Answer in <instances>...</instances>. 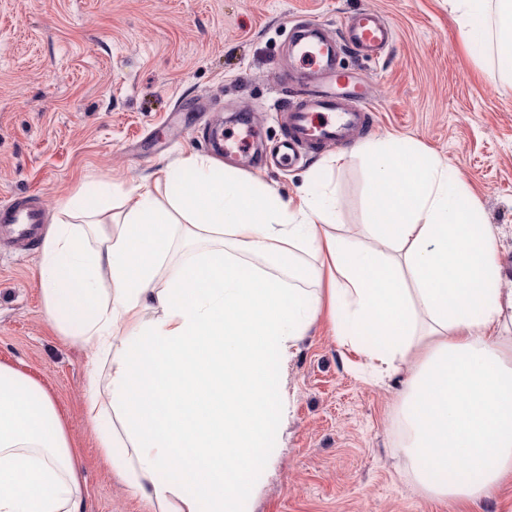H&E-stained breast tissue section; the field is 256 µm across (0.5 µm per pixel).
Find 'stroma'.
I'll return each instance as SVG.
<instances>
[{"instance_id":"35a3bbf8","label":"stroma","mask_w":512,"mask_h":512,"mask_svg":"<svg viewBox=\"0 0 512 512\" xmlns=\"http://www.w3.org/2000/svg\"><path fill=\"white\" fill-rule=\"evenodd\" d=\"M366 7L385 13L397 38L379 58L347 53L341 64L368 84L377 124L284 173L229 172L285 199L304 187L327 194L337 223L364 224L361 146L413 141L473 193L512 288V86L499 79L491 43L462 36L448 0H0V197L39 194L52 223L79 194L107 221L131 206L134 183L184 157H211L203 125L233 130L251 112L279 140L274 109L303 91L282 80L289 25L304 16L332 32ZM91 358L47 322L38 256L1 254L0 363L55 399L83 478L82 512H146L104 464L83 414ZM405 377L376 382L318 322L287 364L290 424L249 512H512V487L462 506L430 497L398 468Z\"/></svg>"}]
</instances>
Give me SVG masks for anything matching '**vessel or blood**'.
<instances>
[{
	"label": "vessel or blood",
	"instance_id": "vessel-or-blood-1",
	"mask_svg": "<svg viewBox=\"0 0 512 512\" xmlns=\"http://www.w3.org/2000/svg\"><path fill=\"white\" fill-rule=\"evenodd\" d=\"M289 49L295 64L288 70L289 82L304 81L308 91L279 109L283 135L276 163L295 159L302 153L344 146L374 125L368 90L352 72L339 68L337 58L353 52L371 58L393 43L395 30L386 16L376 9H360L345 16L338 35L327 38L319 24L293 23L289 29ZM240 132L215 136L218 156L240 160L246 143L261 139L262 129L252 116L240 122ZM45 208L29 196L0 201V248L10 247L28 253L39 244Z\"/></svg>",
	"mask_w": 512,
	"mask_h": 512
}]
</instances>
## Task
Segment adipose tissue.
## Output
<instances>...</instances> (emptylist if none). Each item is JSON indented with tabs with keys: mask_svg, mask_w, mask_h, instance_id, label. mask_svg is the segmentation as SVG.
I'll list each match as a JSON object with an SVG mask.
<instances>
[{
	"mask_svg": "<svg viewBox=\"0 0 512 512\" xmlns=\"http://www.w3.org/2000/svg\"><path fill=\"white\" fill-rule=\"evenodd\" d=\"M448 5L471 40L496 17L512 84V0ZM364 154L367 224L333 223L326 195L286 201L191 155L135 185L121 222L75 196L47 230L45 317L92 350L84 415L149 512H244L277 461L284 369L322 315L379 376L408 367L397 446L424 492L471 502L512 483V289L495 229L418 146L388 139ZM183 243L191 259H176ZM82 500L55 400L0 364V512H81Z\"/></svg>",
	"mask_w": 512,
	"mask_h": 512,
	"instance_id": "1",
	"label": "adipose tissue"
}]
</instances>
